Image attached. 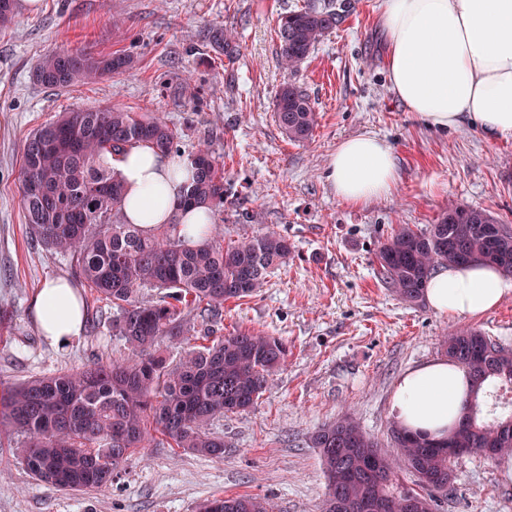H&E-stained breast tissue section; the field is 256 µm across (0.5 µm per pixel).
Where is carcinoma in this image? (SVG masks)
<instances>
[{
	"mask_svg": "<svg viewBox=\"0 0 512 512\" xmlns=\"http://www.w3.org/2000/svg\"><path fill=\"white\" fill-rule=\"evenodd\" d=\"M347 0H304L282 14L275 30L278 63L297 70L323 37L340 23ZM18 0H0V26L16 21ZM215 49L232 58L233 33L214 28ZM127 55H94L81 50L46 56L35 80L46 88L122 73ZM274 120L294 143L313 138L317 113L309 95L288 82L275 95ZM182 153L179 132L161 117L144 118L120 109L78 108L29 134L18 180L25 223L39 243L75 261L79 278L112 303V335L127 357L60 370L23 383H0V430L20 437L17 459L55 491L98 490L112 485L140 448L166 445L221 459L224 439L209 432L226 413L252 408L285 363L283 340L251 329L217 335L224 304L256 294L275 270L288 264V239L273 229L224 245L217 222L197 240L178 233V224L142 229L118 219L124 188L107 159L132 145ZM195 177L184 195L188 206L216 214L224 206V165L209 147L188 154ZM481 262L512 274V226L484 209L450 203L423 231L402 226L376 253L377 276L408 302L421 298L432 271L442 265ZM145 288L160 299L140 297ZM190 308L205 323L200 344L191 342L183 322ZM182 349L179 364L166 365L163 342ZM448 360L472 381L458 424L446 439L452 448L487 449L498 461L512 460V413L484 420L479 398L512 384V351L469 328L444 341ZM390 447L415 478L412 510L397 490V465L381 445L345 416L319 428L311 443L326 476L321 512H436L454 484L453 462L438 440L414 436L396 425ZM349 474L336 487V472ZM197 512H271L259 496L206 500Z\"/></svg>",
	"mask_w": 512,
	"mask_h": 512,
	"instance_id": "obj_1",
	"label": "carcinoma"
}]
</instances>
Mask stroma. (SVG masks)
<instances>
[{"instance_id":"1","label":"stroma","mask_w":512,"mask_h":512,"mask_svg":"<svg viewBox=\"0 0 512 512\" xmlns=\"http://www.w3.org/2000/svg\"><path fill=\"white\" fill-rule=\"evenodd\" d=\"M303 0H40L0 27V381L18 383L96 360L126 357L110 328L112 306L82 288V335L55 347L31 313L33 295L75 264L37 243L24 221L18 174L34 129L76 107L164 115L191 152L213 131L224 164L225 242L275 228L291 245L287 266L256 295L224 305V330L251 328L288 344L273 384L247 411L215 419L223 459L149 447L112 486L56 492L36 481L0 434V512H195L205 500L268 498L274 512H320L326 480L312 434L352 416L380 444L395 423L392 396L409 369L443 357L446 336L476 328L512 349V295L477 318L435 314L380 282L376 252L399 227L423 229L448 203L489 211L512 224V140L489 142L474 127L429 128L395 97L376 24L381 0H351L343 21L297 71L277 61L281 13ZM233 28L237 53L209 44ZM84 49L128 54L131 69L65 89L33 78L48 54ZM189 79L194 94L172 88ZM318 113L310 142L280 132L273 101L286 81ZM372 132L392 146L397 187L360 207L341 202L327 179L337 144ZM437 512H512V461L459 458Z\"/></svg>"}]
</instances>
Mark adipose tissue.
I'll return each instance as SVG.
<instances>
[{"instance_id":"adipose-tissue-1","label":"adipose tissue","mask_w":512,"mask_h":512,"mask_svg":"<svg viewBox=\"0 0 512 512\" xmlns=\"http://www.w3.org/2000/svg\"><path fill=\"white\" fill-rule=\"evenodd\" d=\"M386 67L396 97L438 130L468 123L488 140L512 139V0H382ZM125 195L121 211L145 229L179 219L190 236L210 223L207 209L186 207L194 169L188 157H164L146 145L113 159ZM328 179L341 201L361 206L389 196L397 183L391 145L372 133L341 141ZM443 316L477 317L512 295V277L483 263L441 266L424 289ZM40 331L63 346L81 336L84 304L72 281L55 278L31 302ZM470 390L466 372L448 359L411 369L398 381L392 413L402 427L446 435Z\"/></svg>"}]
</instances>
